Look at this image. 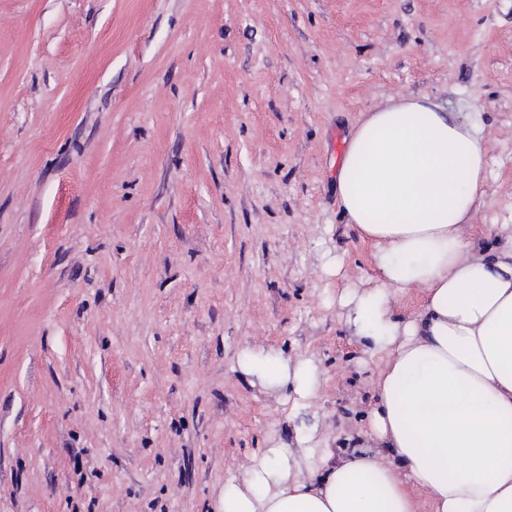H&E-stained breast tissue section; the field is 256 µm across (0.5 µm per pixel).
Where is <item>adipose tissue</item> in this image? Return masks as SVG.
<instances>
[{"label":"adipose tissue","instance_id":"adipose-tissue-1","mask_svg":"<svg viewBox=\"0 0 512 512\" xmlns=\"http://www.w3.org/2000/svg\"><path fill=\"white\" fill-rule=\"evenodd\" d=\"M482 127L403 97L365 113L336 175L340 209L371 246L375 284L343 288L347 327L379 362L366 443L331 461L316 426L263 449L224 487L222 512H512V240L481 247ZM421 311L396 309L411 291ZM245 371L290 416L318 398L312 359L262 348Z\"/></svg>","mask_w":512,"mask_h":512}]
</instances>
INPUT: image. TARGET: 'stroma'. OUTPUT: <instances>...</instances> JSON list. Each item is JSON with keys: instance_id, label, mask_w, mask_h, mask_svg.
Wrapping results in <instances>:
<instances>
[{"instance_id": "1", "label": "stroma", "mask_w": 512, "mask_h": 512, "mask_svg": "<svg viewBox=\"0 0 512 512\" xmlns=\"http://www.w3.org/2000/svg\"><path fill=\"white\" fill-rule=\"evenodd\" d=\"M403 96L482 126L474 221L512 224V0H0V512H221L312 423L345 455L376 363L336 171ZM248 346L313 359L318 416Z\"/></svg>"}]
</instances>
